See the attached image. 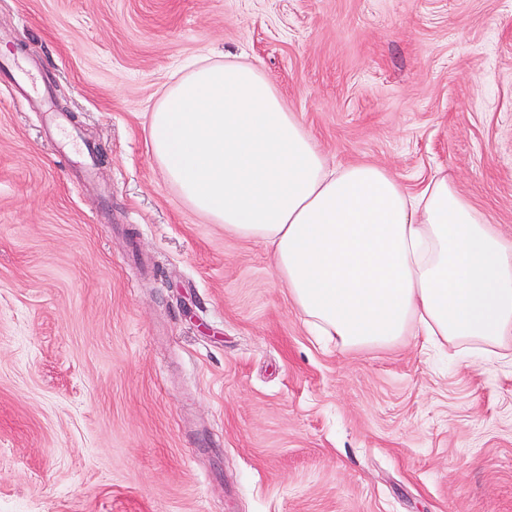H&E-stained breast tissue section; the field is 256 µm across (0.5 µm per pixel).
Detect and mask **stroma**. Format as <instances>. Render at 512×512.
I'll return each mask as SVG.
<instances>
[{
	"mask_svg": "<svg viewBox=\"0 0 512 512\" xmlns=\"http://www.w3.org/2000/svg\"><path fill=\"white\" fill-rule=\"evenodd\" d=\"M237 55L512 244V0H0V512H512L511 367L319 342L164 178L155 94Z\"/></svg>",
	"mask_w": 512,
	"mask_h": 512,
	"instance_id": "1",
	"label": "stroma"
}]
</instances>
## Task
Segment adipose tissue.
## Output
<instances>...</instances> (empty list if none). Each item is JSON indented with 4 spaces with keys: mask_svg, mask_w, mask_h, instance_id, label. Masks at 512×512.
<instances>
[{
    "mask_svg": "<svg viewBox=\"0 0 512 512\" xmlns=\"http://www.w3.org/2000/svg\"><path fill=\"white\" fill-rule=\"evenodd\" d=\"M147 127L182 202L266 248L314 335L343 349L413 336L512 366V246L448 175L410 191L329 164L255 60L198 59Z\"/></svg>",
    "mask_w": 512,
    "mask_h": 512,
    "instance_id": "obj_1",
    "label": "adipose tissue"
}]
</instances>
